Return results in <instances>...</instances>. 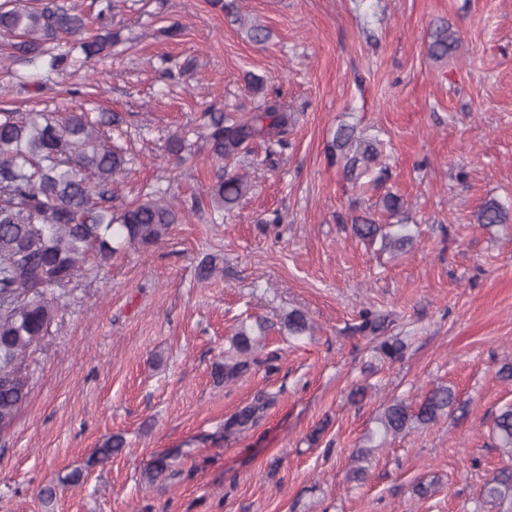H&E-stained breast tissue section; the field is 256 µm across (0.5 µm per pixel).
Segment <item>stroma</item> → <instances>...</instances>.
Returning a JSON list of instances; mask_svg holds the SVG:
<instances>
[{
    "mask_svg": "<svg viewBox=\"0 0 512 512\" xmlns=\"http://www.w3.org/2000/svg\"><path fill=\"white\" fill-rule=\"evenodd\" d=\"M252 42L216 0H115L111 58L76 76L9 59L0 38V100L21 112L92 110L120 118L127 164L115 203L167 197L180 221L151 247L104 265L87 256L22 369L30 396L0 432V512H492L485 479L512 465L493 418L512 403V223L476 224L494 199L512 207V0H237ZM442 24L459 46L427 54ZM177 26L178 36L166 30ZM179 71L164 77L165 68ZM280 92L286 144H244L214 158L202 114L247 117ZM383 142L390 177L351 182L328 146L339 125ZM183 139L186 161L168 151ZM250 189L229 211L205 204L224 172ZM405 202L412 247L379 251L351 229L383 223L385 193ZM216 270L200 280L206 256ZM386 317L354 333L363 309ZM303 312L309 336L283 326ZM266 325L259 365L234 382L212 375L241 325ZM401 340L400 359L380 345ZM277 353L266 366L269 353ZM447 385L454 413L388 439L351 481L356 449L384 400L416 404ZM364 395H356V388ZM276 397L250 430L224 422L257 392ZM123 435L106 464L93 453ZM182 472L145 484L155 455ZM80 471L75 485L57 477ZM56 484L51 504L39 492ZM429 485L427 496L415 494Z\"/></svg>",
    "mask_w": 512,
    "mask_h": 512,
    "instance_id": "1",
    "label": "stroma"
}]
</instances>
